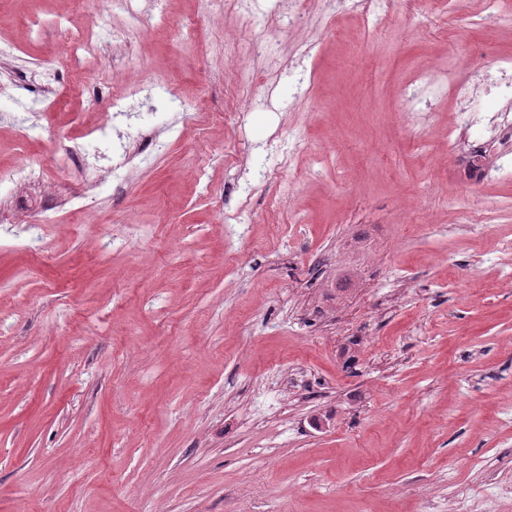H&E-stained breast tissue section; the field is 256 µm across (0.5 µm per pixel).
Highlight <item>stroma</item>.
Wrapping results in <instances>:
<instances>
[{"instance_id": "obj_1", "label": "stroma", "mask_w": 512, "mask_h": 512, "mask_svg": "<svg viewBox=\"0 0 512 512\" xmlns=\"http://www.w3.org/2000/svg\"><path fill=\"white\" fill-rule=\"evenodd\" d=\"M139 4L135 25L103 0H0V85L56 93L37 128L0 99V171L38 174L0 191V512H512V291L495 263L512 180L477 196L444 164L451 97L425 88L430 115L405 117L419 72L512 56V0L497 25L486 0H398L375 26L306 0L308 46L280 20L288 0ZM63 12L119 41L85 88L62 33L30 31ZM248 43L277 68L239 61ZM134 86L137 119L86 137ZM63 128L107 182L84 190V159L57 163ZM128 134L149 149L111 172ZM62 189L74 203L37 223ZM474 204L478 239L460 228ZM415 210L440 231H398Z\"/></svg>"}]
</instances>
